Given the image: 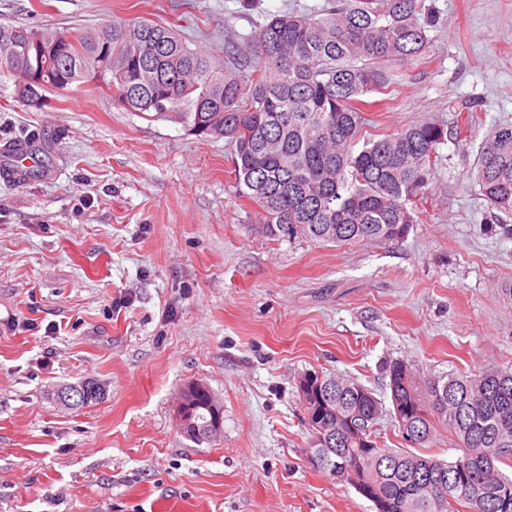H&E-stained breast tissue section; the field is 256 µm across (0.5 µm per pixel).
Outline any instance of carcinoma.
<instances>
[{"label":"carcinoma","mask_w":512,"mask_h":512,"mask_svg":"<svg viewBox=\"0 0 512 512\" xmlns=\"http://www.w3.org/2000/svg\"><path fill=\"white\" fill-rule=\"evenodd\" d=\"M435 17L426 0H330L319 18L270 17L226 61L189 48L176 29L113 19L90 32L0 27L40 39L41 56L9 55L0 40V71L16 77V100L88 83L87 72L112 57V101L125 109L180 121L197 136L227 138L238 194L254 203L272 236L313 242L398 240L418 223L420 205L448 132L423 122L353 144L366 124L371 93L387 95L390 64L420 56ZM46 64L44 83L18 78ZM474 180L496 210L512 212V125L490 132ZM391 410L403 439L434 446L440 429L457 439L450 460L379 446L374 425L385 407L352 380L323 377L324 388L299 395L313 440L315 466L371 489L376 512H512V373L487 370L421 378L411 365L386 368ZM333 400L318 402L325 388ZM198 431L209 440L217 414L204 394L191 396Z\"/></svg>","instance_id":"cac0c4a2"}]
</instances>
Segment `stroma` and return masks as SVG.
I'll use <instances>...</instances> for the list:
<instances>
[{
    "mask_svg": "<svg viewBox=\"0 0 512 512\" xmlns=\"http://www.w3.org/2000/svg\"><path fill=\"white\" fill-rule=\"evenodd\" d=\"M427 2V48L393 67V96L362 132L452 133L397 242L269 236L236 191L228 139L90 83L24 106L0 72V148L26 138L38 158L35 177L0 179V512H374L310 463L297 378L352 379L386 402L395 360L512 371V216L470 177L488 133L512 124V0ZM326 4L0 0V25L154 21L220 57L269 15ZM89 378L102 401L55 403L56 387ZM192 380L222 405L209 443L178 427Z\"/></svg>",
    "mask_w": 512,
    "mask_h": 512,
    "instance_id": "obj_1",
    "label": "stroma"
}]
</instances>
